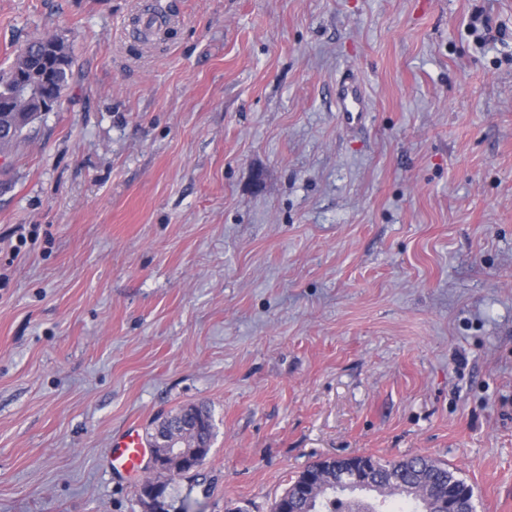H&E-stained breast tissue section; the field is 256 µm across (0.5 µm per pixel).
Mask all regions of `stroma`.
<instances>
[{
  "mask_svg": "<svg viewBox=\"0 0 512 512\" xmlns=\"http://www.w3.org/2000/svg\"><path fill=\"white\" fill-rule=\"evenodd\" d=\"M44 35L74 63L0 161V512H144L112 439L201 404L170 512L357 455L512 512V0H0V69ZM336 110L345 123L361 124L368 112V101L363 88L354 80L345 77L336 93ZM181 412H185L186 414L193 413L192 418H201L202 422L200 427V433H198L194 428H189L183 430L182 432H179L176 435V437L182 438L186 432H189V435L187 436V442L194 443L197 437H199L201 444L208 448L209 453L211 449V442L214 437V423L211 413L207 409L198 406H189L182 408L178 413H176V416L179 415ZM168 418H165L163 421L157 424L154 428V432L159 428H163ZM203 422L205 424H203ZM154 442L159 445L169 444V447L167 448H175L170 453L171 457H176V459L179 462H181L185 468L188 469V472L196 470L205 460L206 448H202L201 445L193 446L192 448H188V446L185 444L174 446L176 441L170 442L160 433V431L155 432Z\"/></svg>",
  "mask_w": 512,
  "mask_h": 512,
  "instance_id": "1",
  "label": "stroma"
}]
</instances>
